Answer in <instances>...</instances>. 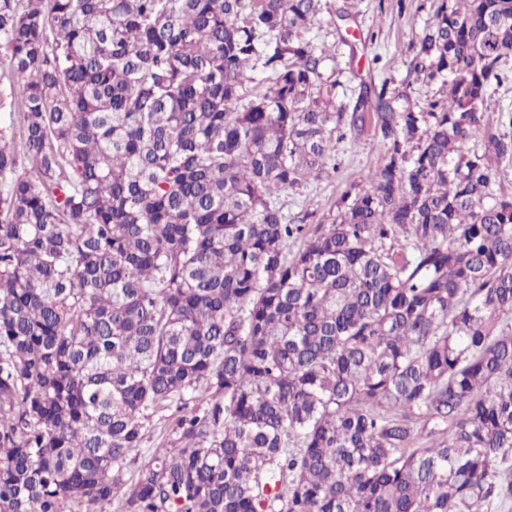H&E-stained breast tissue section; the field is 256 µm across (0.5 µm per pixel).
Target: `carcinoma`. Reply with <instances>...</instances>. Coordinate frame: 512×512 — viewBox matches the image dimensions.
Returning a JSON list of instances; mask_svg holds the SVG:
<instances>
[{
    "label": "carcinoma",
    "instance_id": "cac0c4a2",
    "mask_svg": "<svg viewBox=\"0 0 512 512\" xmlns=\"http://www.w3.org/2000/svg\"><path fill=\"white\" fill-rule=\"evenodd\" d=\"M322 8L0 0V512H512V0H437L422 106L336 104ZM384 149L369 120L360 132H347L346 139L336 145V171L331 176L311 182L299 192L284 198V212L289 219L301 220L314 228L330 224L342 206L341 195L353 183L362 184L365 177L382 162ZM176 415V405H173L169 409L158 410L150 416L147 424L148 432L142 445L143 453L138 463L152 448H159L161 446L173 448L177 446L175 443L177 436L172 433V425Z\"/></svg>",
    "mask_w": 512,
    "mask_h": 512
}]
</instances>
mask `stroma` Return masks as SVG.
<instances>
[{
  "label": "stroma",
  "mask_w": 512,
  "mask_h": 512,
  "mask_svg": "<svg viewBox=\"0 0 512 512\" xmlns=\"http://www.w3.org/2000/svg\"><path fill=\"white\" fill-rule=\"evenodd\" d=\"M328 9L309 32L314 45L331 49L341 70L337 98L350 102L360 82L389 80L391 86L408 89L415 103L437 95L439 85L409 82L413 58L411 44L433 16L432 0H325ZM347 6L352 14L348 34H341L334 10ZM374 40H367V33ZM384 149L373 125L348 133L336 146V170L331 176L311 182L299 192L289 193L284 211L289 219L307 220L310 225L328 224L338 213L342 193L362 183L382 162Z\"/></svg>",
  "instance_id": "1"
}]
</instances>
